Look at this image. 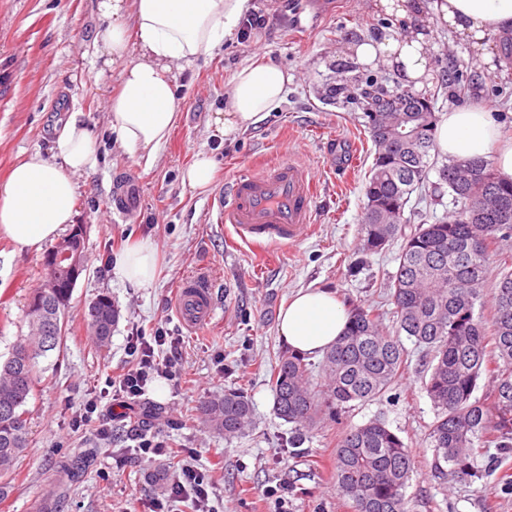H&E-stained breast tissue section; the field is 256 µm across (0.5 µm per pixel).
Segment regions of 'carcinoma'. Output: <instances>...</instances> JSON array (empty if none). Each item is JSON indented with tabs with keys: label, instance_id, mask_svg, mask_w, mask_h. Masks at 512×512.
Segmentation results:
<instances>
[{
	"label": "carcinoma",
	"instance_id": "carcinoma-1",
	"mask_svg": "<svg viewBox=\"0 0 512 512\" xmlns=\"http://www.w3.org/2000/svg\"><path fill=\"white\" fill-rule=\"evenodd\" d=\"M357 55L336 64L337 83L329 97L353 92L364 110V126L376 147L365 182L360 246L378 253L402 239L398 268L389 285L395 307V334L384 332L379 308L345 299L346 332L313 364L283 351L271 366L269 383L274 412L293 425L288 445L300 447L307 434L330 421L338 423L353 404L382 396L404 374L406 336L429 355L425 390L437 417L430 428L436 451L435 470L453 465L457 477L471 476L470 459L487 448H512V181L504 182L485 157L450 159L439 169L448 186L453 211L446 221L418 224L405 233L403 216L414 191L423 187L431 168V151L440 120L437 94L407 95V112H388L387 99L411 87L398 76L389 88L360 74ZM446 82L459 97L475 92L474 82L447 71ZM420 129L416 135L405 133ZM494 269L491 319L484 308L486 274ZM85 263L60 272L57 287L41 288L28 300V333L0 362V476L14 470L29 441L27 404L39 384L37 359L57 347L65 335L60 314L72 296ZM119 316L112 297L101 295L88 309L92 341L109 345ZM56 336L46 338V328ZM320 370V379L313 370ZM491 386L477 395L482 376ZM204 424L230 439L245 434L252 409L241 389L224 391L198 407ZM413 456L405 441L379 419L342 430L336 439L333 479L352 512H407L406 488Z\"/></svg>",
	"mask_w": 512,
	"mask_h": 512
}]
</instances>
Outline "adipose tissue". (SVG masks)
<instances>
[{"instance_id": "adipose-tissue-1", "label": "adipose tissue", "mask_w": 512, "mask_h": 512, "mask_svg": "<svg viewBox=\"0 0 512 512\" xmlns=\"http://www.w3.org/2000/svg\"><path fill=\"white\" fill-rule=\"evenodd\" d=\"M385 12L424 16L433 10L457 37L485 55L484 39L512 37V0H379ZM108 27L105 66L120 65L121 89L108 110L122 148L153 155L180 118L176 73L211 54L230 36L248 10V0H98ZM429 26L408 28L390 43H369L361 57L403 70L413 79L428 75ZM292 81L287 70L254 62L229 82V108L217 118L224 137L257 124L278 109ZM442 154L465 160L492 156L499 176L512 180V137H504L492 114L478 106L445 113L437 127ZM98 144L77 118L56 132L51 156L33 152L20 160L0 186V233L18 250H41L74 220L77 183L98 165ZM159 251L151 239L133 240L115 258L113 280L137 288L155 283ZM346 308L324 288L299 290L278 316L280 338L301 355L326 352L348 324Z\"/></svg>"}]
</instances>
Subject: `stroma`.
Wrapping results in <instances>:
<instances>
[{"label": "stroma", "instance_id": "stroma-1", "mask_svg": "<svg viewBox=\"0 0 512 512\" xmlns=\"http://www.w3.org/2000/svg\"><path fill=\"white\" fill-rule=\"evenodd\" d=\"M265 15L266 30L251 38L233 34L213 55L201 57L177 76L181 116L169 139L152 158L124 151L112 129L106 104L119 89V67L104 68L92 54L107 23L97 0H0V184L10 168L33 151L48 152L55 127L72 109L98 141L95 172L79 176L75 221L85 225L87 269L78 280L63 318L60 345L40 357V387L27 408L31 443L14 474L0 477V512H142L161 496L153 474L172 477L176 457L140 459L126 448L136 431L149 430L191 464L209 474L212 512H351L332 483L333 452L341 427L373 418L408 443L416 460L406 489L409 512H512V449L489 451L474 462L477 474L435 478L429 428L434 407L424 385L423 353L404 340L409 368L404 377L373 401L309 434L300 454L283 442L292 426L273 410L267 372L285 344L277 317L294 292L326 287L337 297L378 300L398 266L399 244L377 254L358 251L359 225L366 202L365 176L375 147L362 112L350 100L333 103L323 95L335 79L334 66L346 59L341 28L378 22L377 0H333L320 11L312 0H251ZM432 87L439 112L480 104L493 112L504 136H512V63L491 67L471 45L449 34L429 16ZM271 61L293 80L279 109L260 123L225 139L215 118L228 108L227 84L242 66ZM457 66L475 79V97H452L441 75ZM290 152L318 181L319 196L310 235L288 247L268 249L258 258L249 247L226 246V229L210 203L211 193L193 190L183 173L197 153L216 165L215 186L251 160ZM130 175L139 182L135 212L115 206V182ZM451 208L448 187L430 169L421 194L412 195L408 226L442 220ZM149 238L158 246L154 287L111 282L109 266L129 240ZM207 268L216 280L217 314L211 325L192 331L177 317L176 283L190 270ZM46 276L43 255L19 252L0 234V361L28 332L26 306ZM118 304L120 317L105 350L94 347L85 315L100 294ZM168 330L182 340L180 389L148 385L147 401L124 407L102 399L101 417L112 428L110 442L97 440L94 425L75 426L88 393L131 365L126 348L131 333ZM244 389L252 425L227 439L202 423V401L228 389Z\"/></svg>", "mask_w": 512, "mask_h": 512}]
</instances>
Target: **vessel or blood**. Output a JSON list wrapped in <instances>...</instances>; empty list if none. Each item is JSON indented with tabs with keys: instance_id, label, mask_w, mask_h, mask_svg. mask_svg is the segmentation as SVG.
Listing matches in <instances>:
<instances>
[{
	"instance_id": "b4317fda",
	"label": "vessel or blood",
	"mask_w": 512,
	"mask_h": 512,
	"mask_svg": "<svg viewBox=\"0 0 512 512\" xmlns=\"http://www.w3.org/2000/svg\"><path fill=\"white\" fill-rule=\"evenodd\" d=\"M316 196L315 179L284 156L270 163L250 162L245 172L225 180L212 203L232 243L261 252L304 239L312 228ZM212 288L213 277L203 267L179 282L174 305L187 328L200 329L213 319Z\"/></svg>"
}]
</instances>
